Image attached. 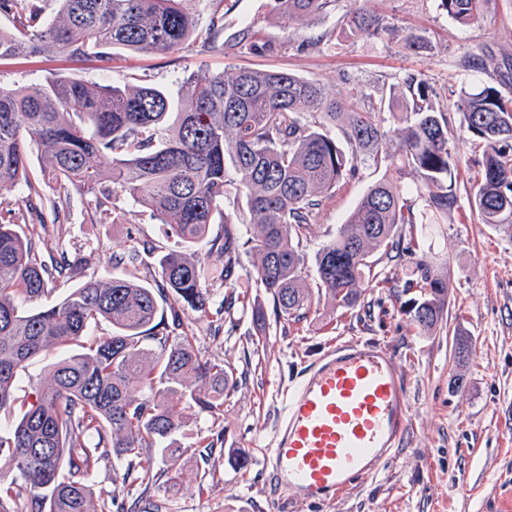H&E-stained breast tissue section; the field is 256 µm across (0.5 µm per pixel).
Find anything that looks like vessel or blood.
Here are the masks:
<instances>
[{
    "label": "vessel or blood",
    "instance_id": "obj_1",
    "mask_svg": "<svg viewBox=\"0 0 512 512\" xmlns=\"http://www.w3.org/2000/svg\"><path fill=\"white\" fill-rule=\"evenodd\" d=\"M408 384L384 345L350 339L311 362L289 387L272 448L274 487L325 503L377 471L410 430Z\"/></svg>",
    "mask_w": 512,
    "mask_h": 512
}]
</instances>
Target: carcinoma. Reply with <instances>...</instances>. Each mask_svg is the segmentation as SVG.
<instances>
[{"label":"carcinoma","mask_w":512,"mask_h":512,"mask_svg":"<svg viewBox=\"0 0 512 512\" xmlns=\"http://www.w3.org/2000/svg\"><path fill=\"white\" fill-rule=\"evenodd\" d=\"M57 18L46 17L44 0H0V59L62 53L73 61L94 57L112 62V51L172 53L196 34L198 0H55ZM203 47L226 55L264 54L274 49L259 32L245 29L227 41L224 0H212ZM271 10L301 24L333 7L336 0H270ZM488 0H441L464 26L481 23ZM353 34L377 35L374 14L355 11ZM402 85L411 102L398 116V151L391 152L384 113L395 106L400 87L372 96L358 88L329 98L321 85L299 75L232 68L204 79L187 78L178 94L158 86L94 85L52 79L15 89L0 86V192L26 187L23 207L0 214V409L13 408L17 375L54 346L80 347L57 362L35 401L21 403L18 423L0 434V505L22 500L15 512H109L106 493L95 506L88 478L114 455L127 461L146 487L157 478L144 449L167 451L183 426L184 412L221 414L224 396L235 387L224 363L205 359L193 334L170 335L158 318L154 288L134 280L91 278L62 300L39 311L19 300L42 296L50 283L73 271L64 260L40 257L45 239L19 223L46 224L61 197L43 192L30 178L31 148L44 162V176L65 191L77 186L94 195L92 219H109L112 188L150 208L177 239L179 250L159 259V287L174 317L190 310L208 316L211 294L190 249L207 239L216 217L224 236L210 251L224 263L217 280L227 283L242 255L258 259L251 276L271 294L276 313L288 315L312 305L303 285L305 258L300 237L323 198L354 179L359 164L386 162L382 176L359 200L336 237L315 255L318 298L349 310L378 278L372 257L410 259L404 308L422 331L442 319L449 267L416 259L421 252L407 227L419 223L403 184L415 181L417 196L435 223L458 209V148L448 142L447 112L436 106L423 74ZM463 114L471 144L483 146L471 177V205L481 223L512 231V95L488 84L464 88L453 103ZM339 127L346 145L329 133ZM112 156V170L97 158ZM250 216L241 232L224 212L230 198ZM136 245L112 255L116 265L134 266ZM100 321L112 334L85 340ZM151 341L161 348L155 354Z\"/></svg>","instance_id":"obj_1"}]
</instances>
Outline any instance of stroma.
<instances>
[{"label":"stroma","instance_id":"obj_1","mask_svg":"<svg viewBox=\"0 0 512 512\" xmlns=\"http://www.w3.org/2000/svg\"><path fill=\"white\" fill-rule=\"evenodd\" d=\"M354 9L382 18L378 36L342 33ZM224 10L225 37L252 26L275 43V51L229 58L192 41L166 55L118 50L108 69L59 53L36 55L0 60V85L15 88L57 78L175 90L187 76L200 79L237 66L289 71L340 97L352 85L372 93L406 74H424L448 111L449 142L461 147L459 209L447 223L413 229L429 264L450 265L443 316L434 329L419 331L403 311L409 267L385 260L378 265L384 281L366 288L354 308L336 310L323 301L304 314L280 316L271 296L249 276L254 256H243L230 291L245 293L244 303L221 311L228 290L216 285L210 289L214 311L209 317L181 315L199 353L223 361L236 379L220 419L206 414L190 419L175 436L181 454L148 450L159 475L155 486L114 487V471L126 464L113 458L92 477L94 489L115 490V512H154L160 501L173 503L176 512H512V235L480 223L470 206L475 155L466 143L462 113L451 108L465 85L493 83L512 91V0H489L482 23L470 27L448 17L440 0H336L330 11L301 25L276 19L269 0H224ZM412 32L426 36L427 48L404 49ZM483 48L492 55L484 70L473 71L468 61ZM382 173L373 162L362 163L354 180L323 199L299 245L306 259L335 237ZM66 196L57 219L46 227L48 251L65 256L78 274L50 285L29 308L56 303L86 275L105 280L133 275L156 283L157 260L174 241L151 210L117 192L109 220L95 224L89 218L90 194L71 186ZM142 241L153 251L140 264L112 265L113 253ZM351 338L385 344L403 367L411 429L392 458L336 500L273 504L265 492L264 455L273 445L285 394L322 348ZM461 343L466 346L462 358L457 355ZM69 353L66 347L53 348L37 356L16 380L17 397L32 400L53 365ZM205 435L216 437L213 448L200 447ZM233 448L246 453V469L230 463Z\"/></svg>","mask_w":512,"mask_h":512}]
</instances>
